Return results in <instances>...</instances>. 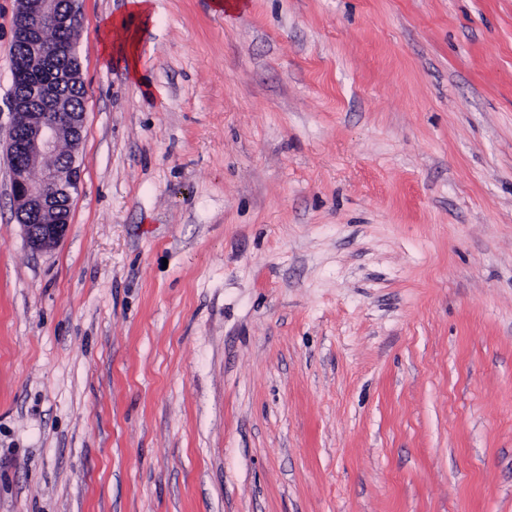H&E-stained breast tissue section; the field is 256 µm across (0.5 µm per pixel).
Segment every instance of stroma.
Returning a JSON list of instances; mask_svg holds the SVG:
<instances>
[{"instance_id":"1","label":"stroma","mask_w":512,"mask_h":512,"mask_svg":"<svg viewBox=\"0 0 512 512\" xmlns=\"http://www.w3.org/2000/svg\"><path fill=\"white\" fill-rule=\"evenodd\" d=\"M240 3L79 0L50 252L0 149V512H512V0ZM124 13L104 20L100 25L102 55L113 57L124 64L128 76L142 81L141 31L153 20L151 0H127Z\"/></svg>"}]
</instances>
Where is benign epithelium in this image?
Listing matches in <instances>:
<instances>
[{
	"label": "benign epithelium",
	"mask_w": 512,
	"mask_h": 512,
	"mask_svg": "<svg viewBox=\"0 0 512 512\" xmlns=\"http://www.w3.org/2000/svg\"><path fill=\"white\" fill-rule=\"evenodd\" d=\"M14 41L24 48L18 79L28 88L25 98L11 103L12 121L0 133L12 171L15 215L25 240L35 252H48L66 235L72 192L77 187L75 155L60 154V144L76 147L81 139L84 113L75 112L60 93L63 85L83 84L75 38L84 20L71 0L63 10L59 0H18ZM53 29L57 37L44 39ZM41 163V175L28 174L29 165Z\"/></svg>",
	"instance_id": "benign-epithelium-1"
}]
</instances>
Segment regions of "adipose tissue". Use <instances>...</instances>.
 <instances>
[{
    "instance_id": "adipose-tissue-1",
    "label": "adipose tissue",
    "mask_w": 512,
    "mask_h": 512,
    "mask_svg": "<svg viewBox=\"0 0 512 512\" xmlns=\"http://www.w3.org/2000/svg\"><path fill=\"white\" fill-rule=\"evenodd\" d=\"M151 7L152 0H128L124 13L100 25L103 57L118 58L136 81L142 78L141 32L152 19Z\"/></svg>"
}]
</instances>
